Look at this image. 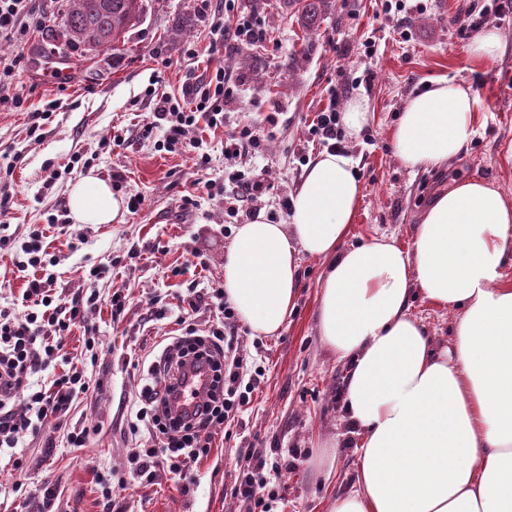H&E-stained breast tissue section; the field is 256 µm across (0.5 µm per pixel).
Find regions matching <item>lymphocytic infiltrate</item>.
I'll list each match as a JSON object with an SVG mask.
<instances>
[{
  "label": "lymphocytic infiltrate",
  "instance_id": "f902f5d3",
  "mask_svg": "<svg viewBox=\"0 0 512 512\" xmlns=\"http://www.w3.org/2000/svg\"><path fill=\"white\" fill-rule=\"evenodd\" d=\"M44 16L31 11L28 0H0V39L23 41L30 30L44 27ZM223 34L237 43H263L267 33L254 16L239 12L235 0H224ZM231 91L223 68H215L205 81L188 85L181 99L160 97L154 116L167 122L162 145L172 148L188 130L205 126L222 127L221 100ZM31 307L22 315L0 314V447H16L20 437L36 432L47 422L62 424L78 395L88 393L90 382L80 371L65 373L45 387L34 382L46 360L63 348L59 337L72 324L84 321L88 309L99 300L97 294L76 295L67 302H55L39 279H32L23 294ZM217 300L223 316L201 345L193 348L195 358L207 360L213 371L212 388L197 404L193 417L173 419L169 414L170 395L181 383V363L164 362L155 383L142 386L134 405L137 422L143 423L150 447L128 453L131 478L153 482L164 471L175 483L192 484L195 465L212 452L215 428L235 422L246 403L237 390L252 373L241 353L240 334L234 308L224 297L223 285L208 283L205 293L189 300L190 309ZM25 413H17V403ZM130 478V479H131Z\"/></svg>",
  "mask_w": 512,
  "mask_h": 512
}]
</instances>
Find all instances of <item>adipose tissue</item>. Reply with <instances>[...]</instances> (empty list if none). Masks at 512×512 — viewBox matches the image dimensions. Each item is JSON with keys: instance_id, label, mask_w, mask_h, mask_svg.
I'll return each mask as SVG.
<instances>
[{"instance_id": "ef3b65f1", "label": "adipose tissue", "mask_w": 512, "mask_h": 512, "mask_svg": "<svg viewBox=\"0 0 512 512\" xmlns=\"http://www.w3.org/2000/svg\"><path fill=\"white\" fill-rule=\"evenodd\" d=\"M479 101L470 85L431 80L392 130L410 170L434 171L467 149ZM364 186L346 153L304 170L286 222L257 214L224 256V292L258 335L295 306L301 255L326 259L319 334L348 374L342 405L358 439L354 490L329 512H512V204L466 178L440 189L408 247L390 236L346 245ZM78 224H120L126 206L86 176L69 192ZM456 312L453 341L436 349L411 299Z\"/></svg>"}]
</instances>
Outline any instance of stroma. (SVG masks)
<instances>
[{"label": "stroma", "instance_id": "obj_1", "mask_svg": "<svg viewBox=\"0 0 512 512\" xmlns=\"http://www.w3.org/2000/svg\"><path fill=\"white\" fill-rule=\"evenodd\" d=\"M61 0H32L46 26L26 44L0 43V62L23 54L24 66L0 79V310L24 311L26 277L16 265L33 227L47 226L48 256L41 270L54 298L96 293L100 302L85 323L64 331L71 364L53 359L38 376L46 382L77 366L94 392L75 400L69 426L87 428L85 447L73 448L64 430L47 423L23 434L16 448L0 450V512H41L44 484H55L56 512H101L99 475L126 476L134 447L130 426L137 386L149 383L159 336L174 332L184 300L222 280L224 252L245 212L232 213L208 183L223 184L230 161L224 139L237 126L276 120L275 135L250 159L265 169L271 190L258 208L274 223L288 212L308 162L322 147L312 130L316 113L336 101L368 96L374 118L359 137L342 145L357 160L364 195L348 243L385 233L407 243L436 191L458 177H478L512 203V48L479 65L471 39L448 27L467 0H406L405 10H385V0H322L317 22L306 29L293 0H237L265 27L266 43L223 41L218 27L222 0H154L126 36L123 52L93 56L65 46L60 36ZM373 53H366V42ZM197 48V57L187 54ZM235 86L224 101L223 127L189 130L207 143L206 164L182 146L156 147L161 130H149L157 94L180 97L216 67ZM374 80L362 83L365 71ZM448 77L470 85L480 103L477 133L466 154L439 172H411L396 158L391 133L407 100L429 80ZM49 111L38 137L29 127L33 110ZM93 174L115 194L143 196L144 207L120 224H77L69 217L74 183ZM324 260L302 255L296 307L274 336L253 335L240 325L242 346L260 381L230 436L216 434L211 456L196 467L183 492L159 476L128 490L126 512H249L235 497L245 466L273 463L297 451L295 468L271 481L272 512H328L332 500L352 491L358 453L346 437L341 392L347 366L322 342L317 328L318 288ZM126 295L112 315L115 289ZM411 314L425 325L436 348L450 345L456 314L414 296ZM98 341L95 357L82 353L86 334ZM138 366H131V357ZM340 447H333L334 438ZM23 471H14L10 458Z\"/></svg>", "mask_w": 512, "mask_h": 512}]
</instances>
